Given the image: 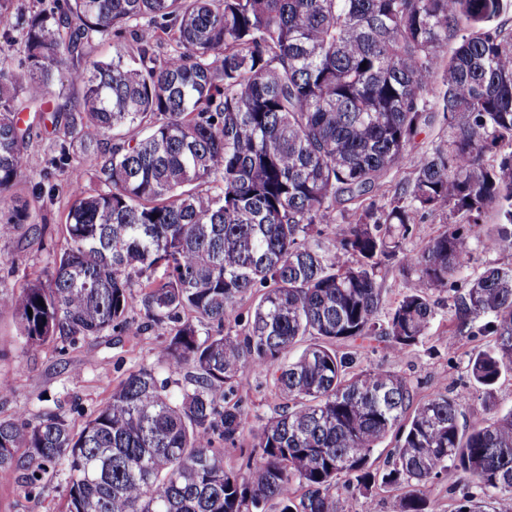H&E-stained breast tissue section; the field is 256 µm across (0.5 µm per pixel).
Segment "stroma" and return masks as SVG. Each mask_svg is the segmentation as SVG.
Listing matches in <instances>:
<instances>
[{
	"label": "stroma",
	"instance_id": "stroma-1",
	"mask_svg": "<svg viewBox=\"0 0 512 512\" xmlns=\"http://www.w3.org/2000/svg\"><path fill=\"white\" fill-rule=\"evenodd\" d=\"M21 118L31 128L21 189L26 192L39 184L44 196L38 223L20 225L11 236L0 238V282L10 288L21 287L47 270L65 248L61 224L69 207V173L72 167L90 165L80 149L62 151L61 139L35 123L33 113H22ZM434 300L435 315L423 343L399 357L382 341L349 345L354 370L377 366L396 372L411 380L422 398L439 386H448L453 393L464 395L462 413L470 425L489 419L487 402L503 410L512 408V373L502 375L489 391L474 387L467 373L470 356L492 344V337L460 336L447 343L448 296L441 293ZM131 317L144 324L141 335L109 330L97 336L59 339L28 353L16 335L11 314L1 313L0 376L9 379L10 389L0 394V417L21 416L35 423L46 411L58 408L71 428L80 430L118 380L155 361L164 340L161 330L146 326L143 310H135ZM233 397L241 401L256 425L273 416L278 407L270 381L261 375L237 387ZM65 503L64 473L46 478L33 494L27 492L20 474L0 473V512H64Z\"/></svg>",
	"mask_w": 512,
	"mask_h": 512
}]
</instances>
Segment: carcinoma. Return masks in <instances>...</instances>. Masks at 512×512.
Instances as JSON below:
<instances>
[{"mask_svg": "<svg viewBox=\"0 0 512 512\" xmlns=\"http://www.w3.org/2000/svg\"><path fill=\"white\" fill-rule=\"evenodd\" d=\"M511 12L512 0H52L30 14L16 68L0 45V236L33 223L16 197L21 112L96 149L98 186L70 171L67 247L45 277L1 287L0 313L27 350L137 336V307L168 340L78 433L53 411L0 418V472L32 490L66 472L65 512H353L336 497L343 478L364 494L406 485L398 512H439L420 486L444 472L492 493L462 512L512 503V409L491 403V421L467 426L448 386L423 399L336 350L383 338L405 354L473 245L512 250ZM108 36L112 59H87ZM64 83L81 103L61 129L51 95ZM438 117L447 144L412 155ZM433 215L444 230L423 229ZM414 234L422 247L405 249ZM386 262L413 276L391 305ZM449 310L450 343L491 317L493 345L468 363L487 390L512 371V263L487 264ZM187 367L169 396L156 369ZM253 374L281 401L257 427L229 398ZM389 435L391 465L373 470Z\"/></svg>", "mask_w": 512, "mask_h": 512, "instance_id": "cac0c4a2", "label": "carcinoma"}]
</instances>
